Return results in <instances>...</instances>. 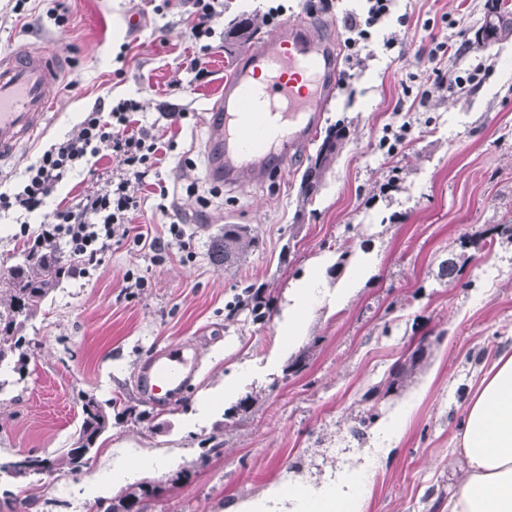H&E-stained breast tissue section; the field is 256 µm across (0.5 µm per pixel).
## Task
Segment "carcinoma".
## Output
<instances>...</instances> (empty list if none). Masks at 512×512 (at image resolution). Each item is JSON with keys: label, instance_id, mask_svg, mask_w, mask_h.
<instances>
[{"label": "carcinoma", "instance_id": "cac0c4a2", "mask_svg": "<svg viewBox=\"0 0 512 512\" xmlns=\"http://www.w3.org/2000/svg\"><path fill=\"white\" fill-rule=\"evenodd\" d=\"M508 0H501L503 10L496 15L497 23L492 28L495 35L512 33V21L507 16L512 10L506 7ZM343 139V128L336 126L327 130L326 136L309 167L307 177L314 181L306 182L305 194L315 192L319 178L336 157L339 141ZM258 246V238L241 224L224 225V233L216 237L212 244V260L217 264L230 266L245 258ZM22 260L13 265L5 287L0 289V364H12L13 372L24 376L29 369L32 352V340L25 336L29 322L36 316L49 293L64 279L67 262L55 250L34 251L30 248L21 252ZM239 306L248 310L256 322H262L269 316V300L264 298L257 302L252 295H247ZM423 350L418 347L402 361H397L389 371L387 390L395 391L405 386L423 366ZM259 401V394H249L235 406L224 413L227 420H243L251 408ZM112 403H102L93 396L83 397L82 421L78 435L72 447L50 458L48 467L42 466L44 457L28 453L27 462L12 469L0 466V473L5 472L15 478L30 475L75 472L80 470L90 459L99 439L107 432L111 424ZM161 487L147 481L128 485L115 499H101L95 504L96 512H112L114 502H128L141 506L144 502L155 501L161 496ZM35 497L24 499L8 488H0V506L8 507L9 512H17L14 504L27 508L34 503Z\"/></svg>", "mask_w": 512, "mask_h": 512}]
</instances>
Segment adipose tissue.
Instances as JSON below:
<instances>
[{
    "label": "adipose tissue",
    "mask_w": 512,
    "mask_h": 512,
    "mask_svg": "<svg viewBox=\"0 0 512 512\" xmlns=\"http://www.w3.org/2000/svg\"><path fill=\"white\" fill-rule=\"evenodd\" d=\"M456 451L466 478L448 500V512H512V354L504 353L479 381L466 410ZM366 475L357 472L332 485L298 491L271 489L239 512H362Z\"/></svg>",
    "instance_id": "adipose-tissue-1"
}]
</instances>
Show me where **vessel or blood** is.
Here are the masks:
<instances>
[{
    "instance_id": "1",
    "label": "vessel or blood",
    "mask_w": 512,
    "mask_h": 512,
    "mask_svg": "<svg viewBox=\"0 0 512 512\" xmlns=\"http://www.w3.org/2000/svg\"><path fill=\"white\" fill-rule=\"evenodd\" d=\"M59 71L58 54L42 49L0 58V158L12 155L43 121ZM335 81L331 46L307 22L283 25L245 51L214 107L219 120L210 143L219 149L225 183L250 185L284 171L285 147L315 135ZM195 359V350L183 345L156 351L139 369L141 393L168 402L189 386Z\"/></svg>"
}]
</instances>
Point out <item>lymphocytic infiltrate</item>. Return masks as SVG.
Segmentation results:
<instances>
[{
	"label": "lymphocytic infiltrate",
	"instance_id": "f902f5d3",
	"mask_svg": "<svg viewBox=\"0 0 512 512\" xmlns=\"http://www.w3.org/2000/svg\"><path fill=\"white\" fill-rule=\"evenodd\" d=\"M169 9L183 10L193 44L183 63L193 81L207 78L204 58L206 39L224 16V0H164ZM139 101L129 98L110 106L96 105L65 140L43 150L31 164L22 183L9 192L0 191V212L30 213L43 204L76 167L92 164L109 155L117 162L104 189L85 195L74 205L56 209L38 229L21 224L18 236L35 248L52 247L72 258L67 273L88 277L102 264L112 245L131 240L147 249L153 263H163L171 252L190 253L183 225L170 224L167 240L149 238L134 230V215L142 213L146 200L131 189L160 174V145L150 127L142 123Z\"/></svg>",
	"mask_w": 512,
	"mask_h": 512
}]
</instances>
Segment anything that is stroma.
<instances>
[{"mask_svg": "<svg viewBox=\"0 0 512 512\" xmlns=\"http://www.w3.org/2000/svg\"><path fill=\"white\" fill-rule=\"evenodd\" d=\"M491 0H395L359 45L363 66L349 63L343 20L363 5L343 0H224V17L207 54L208 79L191 83L182 59L188 30L151 0H65L57 26L35 0L18 21L15 0H0V47L62 51L65 66L54 105L32 143L0 163V188L17 187L40 150L62 141L99 102L140 101L167 153L161 168L167 213L149 185L136 228L166 238L184 225L197 252L154 264L146 250L112 247L96 275L65 278L49 294L26 334L36 345L29 372L0 392V460L71 447L82 398H121L112 426L87 465L73 473L0 478L28 512H92L140 480L163 492L148 512H235L276 485L321 484L368 463L371 490L362 512H444L465 473L452 449L485 360L512 353V36H488ZM283 19L307 18L330 40L338 62L332 96L317 132L274 181L247 189L217 181L208 149L212 107L245 46L274 33L270 8ZM252 18L248 42L224 38L233 19ZM456 23L470 40L440 67L480 80L435 89L425 55L429 33ZM399 42L387 47L390 32ZM410 95H403V87ZM429 91L427 103L418 92ZM182 112L172 122L165 115ZM343 122L342 144L312 198L304 176L326 131ZM408 126L405 141L381 143ZM116 167L102 157L95 174L77 168L46 210L103 189ZM245 224L259 238L244 261L224 268L210 257L225 225ZM455 259L454 280L440 274ZM144 276V288L124 275ZM314 295L287 338L288 298L303 279ZM272 296L271 316L253 321L235 309L246 289ZM196 347L188 391L167 406L137 392L138 363L156 348ZM424 347L425 366L396 393L384 381L395 362ZM299 372H291L294 360ZM261 399L243 421L225 410L249 393ZM373 423L361 424L366 411ZM402 416L404 429L383 439ZM204 467L196 462L203 452ZM190 479L172 483L188 467Z\"/></svg>", "mask_w": 512, "mask_h": 512, "instance_id": "stroma-1", "label": "stroma"}]
</instances>
